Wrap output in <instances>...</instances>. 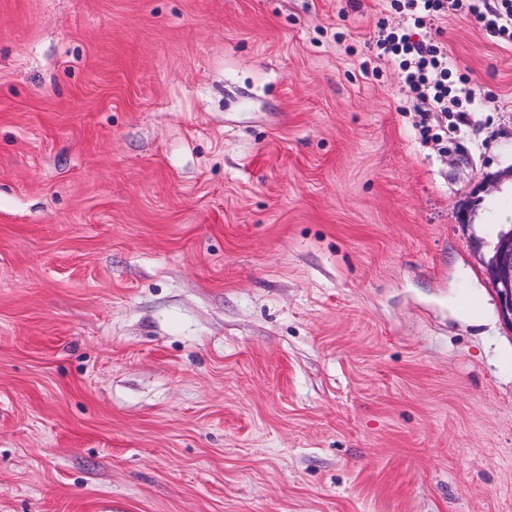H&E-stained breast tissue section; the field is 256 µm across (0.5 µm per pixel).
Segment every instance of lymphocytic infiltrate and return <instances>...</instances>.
I'll return each mask as SVG.
<instances>
[{
  "label": "lymphocytic infiltrate",
  "mask_w": 512,
  "mask_h": 512,
  "mask_svg": "<svg viewBox=\"0 0 512 512\" xmlns=\"http://www.w3.org/2000/svg\"><path fill=\"white\" fill-rule=\"evenodd\" d=\"M402 16L400 26L378 20L373 48L379 63L394 65L413 102L432 112H457L471 102L469 73L452 71L443 43L421 37L423 29L460 12L492 39L512 41V0H388Z\"/></svg>",
  "instance_id": "f902f5d3"
}]
</instances>
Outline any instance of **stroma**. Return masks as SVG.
I'll use <instances>...</instances> for the list:
<instances>
[{"instance_id":"obj_1","label":"stroma","mask_w":512,"mask_h":512,"mask_svg":"<svg viewBox=\"0 0 512 512\" xmlns=\"http://www.w3.org/2000/svg\"><path fill=\"white\" fill-rule=\"evenodd\" d=\"M384 0H0V512H512V46L422 142ZM485 268L495 286L500 316L512 329V227L499 232L493 250L485 260Z\"/></svg>"}]
</instances>
